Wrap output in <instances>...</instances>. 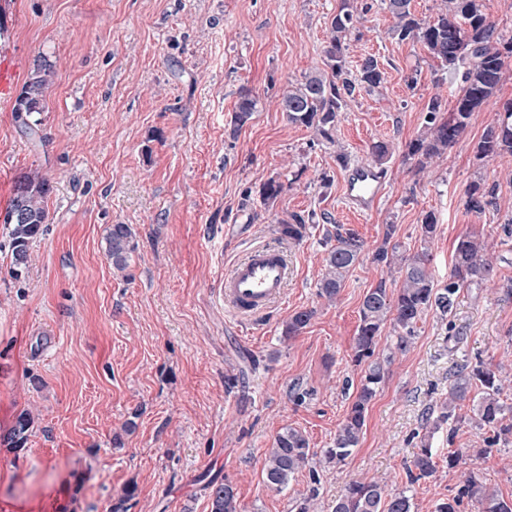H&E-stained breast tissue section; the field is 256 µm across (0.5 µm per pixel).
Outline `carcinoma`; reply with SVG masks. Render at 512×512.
<instances>
[{
	"label": "carcinoma",
	"mask_w": 512,
	"mask_h": 512,
	"mask_svg": "<svg viewBox=\"0 0 512 512\" xmlns=\"http://www.w3.org/2000/svg\"><path fill=\"white\" fill-rule=\"evenodd\" d=\"M384 3L393 18V38L421 44L443 71L461 75V88L452 112L446 117L441 116V100L437 97L430 99L424 133L406 145L405 158L414 161V167L422 171L459 141L474 114L494 96L508 60L512 58V35L498 29L497 24L482 12L480 0H448L445 9L434 17L417 16L411 9V0H384ZM370 10L371 5L366 2L356 6L351 0H341L328 27L325 70L304 75L302 80L290 84L280 98L279 107L288 123L310 129L331 142L345 99L361 90L370 92L384 82V72L372 56L363 60L356 75L347 67L345 41L356 30V23ZM50 80L49 65L40 66L13 108L17 121L33 136L38 135L40 121L32 119V115L45 111V90ZM257 105L258 99L250 91L239 93L230 119L232 131L239 130L251 120ZM474 153L478 160L512 159V101L504 103L502 111L484 127ZM283 191L284 184L271 179L261 187L260 197L264 203H271ZM49 192V181L37 172L25 174L15 181L4 223L10 227L12 267L16 273L29 266L31 243L42 232V226L48 223L46 200ZM463 198L467 212L477 217L500 211L496 187L482 178L466 186ZM19 211L23 214L21 219L16 216ZM313 219L312 214L306 218L295 215L293 222L278 225V233L283 239L299 243L306 237L307 221ZM437 227L433 212L422 213L419 228L425 247L413 255H404L398 244H390L393 234L390 225L384 243L372 254L373 262L388 269L398 267L402 280L391 295L383 283L370 289L359 308L354 360L358 364H367V368L360 390L336 433L334 447L324 451L327 464L344 462L359 443L368 404L384 379L383 364L376 356L384 324L392 321L396 332L390 355L404 353L416 337L417 322L424 312L434 310L445 317L451 312L460 289L480 288L496 276L487 244L477 237L465 236L456 243L448 284L435 287L426 244L435 237ZM335 241L336 244L327 250L325 273L318 282L319 296L329 300L339 294L346 274L365 250V242L353 232L338 230ZM134 249L131 225H111L106 236V254L112 267L125 269ZM311 316L312 312L307 310L297 312L286 325L284 337L297 335L307 326ZM503 386L504 379L497 368H490L481 361L460 366L454 373L448 400L440 405V414L433 420L432 429L437 430L455 418L457 403L476 388L479 393L474 421L476 426L490 432V436L485 439L486 447L474 448L472 453L482 456L498 443H508L512 440V424L503 423L506 410L500 399ZM32 423L29 412L20 413L10 432L3 437V443L15 450L24 448ZM311 459L310 443L304 433L292 427L283 429L264 458L267 487L272 490L286 487L290 478L306 468ZM435 471L430 437L425 435L408 473H416L414 479L418 480L432 476ZM465 498L477 504L479 512H512V500L500 497L474 475L468 476L453 497L442 500L436 512H459ZM210 500V512H240L236 494L228 482L212 487ZM334 512H411V503L410 497L403 492L387 496L374 481H353L345 486L336 500Z\"/></svg>",
	"instance_id": "cac0c4a2"
}]
</instances>
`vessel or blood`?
Wrapping results in <instances>:
<instances>
[{
    "mask_svg": "<svg viewBox=\"0 0 512 512\" xmlns=\"http://www.w3.org/2000/svg\"><path fill=\"white\" fill-rule=\"evenodd\" d=\"M19 71L10 54L0 49V99L11 98ZM385 174L376 167L356 163L346 170L345 199L358 212L371 211L384 192ZM288 263L282 251L251 248L225 273L221 293L225 303L241 317L266 311L286 293Z\"/></svg>",
    "mask_w": 512,
    "mask_h": 512,
    "instance_id": "1",
    "label": "vessel or blood"
}]
</instances>
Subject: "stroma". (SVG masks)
Here are the masks:
<instances>
[{"instance_id": "1", "label": "stroma", "mask_w": 512, "mask_h": 512, "mask_svg": "<svg viewBox=\"0 0 512 512\" xmlns=\"http://www.w3.org/2000/svg\"><path fill=\"white\" fill-rule=\"evenodd\" d=\"M340 0H0V45L21 81L40 61L54 74L40 115V141L0 101V215L14 182L36 171L51 185L49 220L21 275L11 265L9 230L0 223V436L20 412L33 427L25 448L0 445V512H210L209 487L231 483L241 512H333L353 480L405 493L411 512H435L477 473L512 499V442L482 457L486 436L473 402L439 430L433 476L407 468L448 395L458 365L483 360L512 370V163L477 161L473 148L503 103L512 101V66L495 100L475 113L466 134L426 172L405 159L424 131L433 96L451 111L458 77L439 70L417 43L392 39L383 0L348 40L350 68L377 59L382 85L348 99L332 141L288 124L277 100L290 83L322 69L328 21ZM416 76L408 86V76ZM258 100L238 132L229 122L241 90ZM388 141L385 191L358 213L344 197L347 165L373 164L371 146ZM329 185H322V178ZM496 185L501 210L466 212L463 191L476 178ZM282 195L263 204L269 179ZM316 212L294 244L276 228L292 214ZM438 232L420 239V215ZM128 224L136 249L125 270L105 251L110 225ZM355 232L366 251L336 300L318 295L324 242L337 228ZM403 253L428 247L437 284L448 281L453 247L483 238L497 273L466 288L447 317L425 312L409 351L377 344L385 378L367 407L358 446L343 464L318 460L332 447L360 386L352 361L359 308L378 285L401 275L372 260L385 235ZM285 251L286 296L266 314L238 320L220 279L256 245ZM302 310L313 316L290 339L283 330ZM241 384L228 388L225 376ZM302 431L316 458L287 487H266L264 455L285 427ZM462 453L457 467L448 455ZM132 498H125L126 489Z\"/></svg>"}]
</instances>
